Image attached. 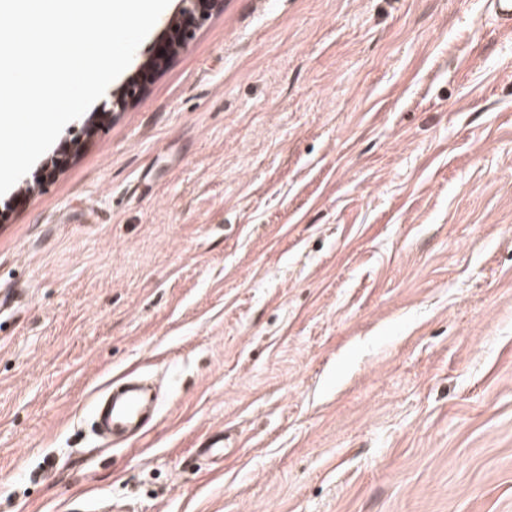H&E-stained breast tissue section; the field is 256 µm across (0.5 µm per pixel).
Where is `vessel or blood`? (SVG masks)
<instances>
[{"label": "vessel or blood", "instance_id": "b4317fda", "mask_svg": "<svg viewBox=\"0 0 512 512\" xmlns=\"http://www.w3.org/2000/svg\"><path fill=\"white\" fill-rule=\"evenodd\" d=\"M156 412L147 388L128 377L110 381L92 401V417L104 445L145 433Z\"/></svg>", "mask_w": 512, "mask_h": 512}]
</instances>
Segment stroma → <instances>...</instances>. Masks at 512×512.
Returning a JSON list of instances; mask_svg holds the SVG:
<instances>
[{"label":"stroma","instance_id":"35a3bbf8","mask_svg":"<svg viewBox=\"0 0 512 512\" xmlns=\"http://www.w3.org/2000/svg\"><path fill=\"white\" fill-rule=\"evenodd\" d=\"M224 0L0 196V512H512V32ZM161 387L104 448L114 377ZM224 431L220 461L199 452Z\"/></svg>","mask_w":512,"mask_h":512}]
</instances>
